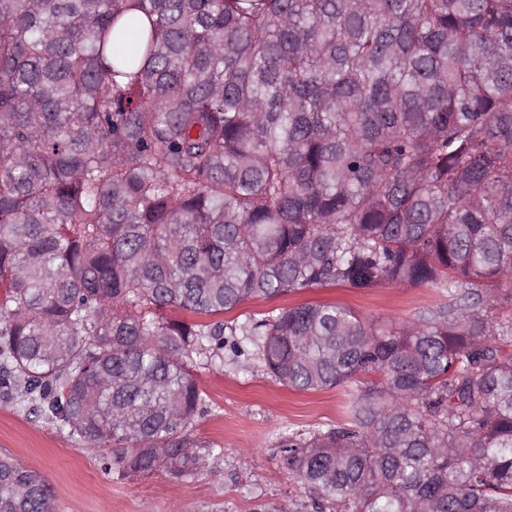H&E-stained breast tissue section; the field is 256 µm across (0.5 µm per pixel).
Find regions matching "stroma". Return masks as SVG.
<instances>
[{
    "mask_svg": "<svg viewBox=\"0 0 512 512\" xmlns=\"http://www.w3.org/2000/svg\"><path fill=\"white\" fill-rule=\"evenodd\" d=\"M441 300L429 286L383 283L371 288L315 286L245 302L225 321L306 302L350 307L361 317L397 326ZM195 377L205 394L195 439L221 445L205 468L181 480L164 473L120 478L102 468L95 450L71 438L17 394L0 392V453L13 455L53 485L52 512H253L262 502L302 499L277 443L343 418L341 390L302 392L270 377L261 359L202 366Z\"/></svg>",
    "mask_w": 512,
    "mask_h": 512,
    "instance_id": "1",
    "label": "stroma"
}]
</instances>
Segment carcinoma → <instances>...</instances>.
Here are the masks:
<instances>
[{
  "label": "carcinoma",
  "instance_id": "carcinoma-1",
  "mask_svg": "<svg viewBox=\"0 0 512 512\" xmlns=\"http://www.w3.org/2000/svg\"><path fill=\"white\" fill-rule=\"evenodd\" d=\"M382 283L443 301L223 319ZM226 336L347 397L254 512H512V0H0V388L181 480ZM53 497L0 454V512ZM442 297L429 286L383 283L372 288L356 289L344 286H315L272 299L245 302L224 314V321H242L245 315L261 313L273 308L295 306L306 302L345 305L367 320H379L398 326L423 310L441 302Z\"/></svg>",
  "mask_w": 512,
  "mask_h": 512
}]
</instances>
